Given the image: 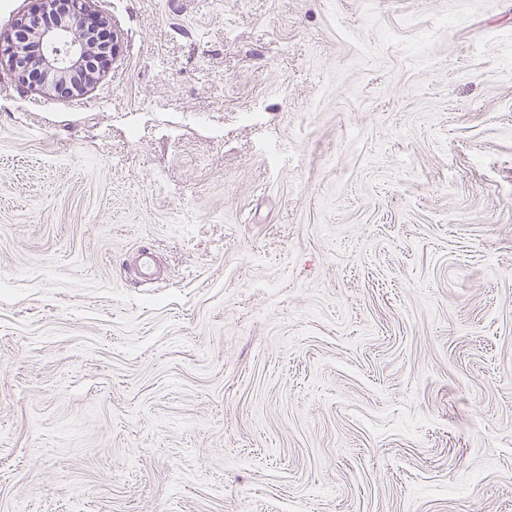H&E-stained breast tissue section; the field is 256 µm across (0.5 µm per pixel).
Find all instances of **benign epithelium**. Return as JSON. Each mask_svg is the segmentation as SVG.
<instances>
[{
	"label": "benign epithelium",
	"instance_id": "obj_1",
	"mask_svg": "<svg viewBox=\"0 0 512 512\" xmlns=\"http://www.w3.org/2000/svg\"><path fill=\"white\" fill-rule=\"evenodd\" d=\"M56 2L39 0L38 11L19 25L21 30H34L35 58H23L19 40L9 38L0 44V60L7 59L18 82L31 89L66 96L83 94L101 77L94 64L99 48L89 29L107 19L93 13V0H67L65 19L53 23L47 17L55 12Z\"/></svg>",
	"mask_w": 512,
	"mask_h": 512
}]
</instances>
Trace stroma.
<instances>
[{
	"mask_svg": "<svg viewBox=\"0 0 512 512\" xmlns=\"http://www.w3.org/2000/svg\"><path fill=\"white\" fill-rule=\"evenodd\" d=\"M93 7L0 66V512H512V0ZM38 1V12L32 13L19 25V30H34L37 46L35 58L23 59L19 40L11 37L0 44V64L6 57L18 82L30 89L66 96L83 94L94 87L101 77L100 69L94 64L99 48L91 40L88 28L100 22L107 24V19L93 13V0H67L65 19L53 23L47 21V17L55 12L57 0ZM43 19H46L44 23ZM32 67L39 68L45 77L52 76L54 81L31 80L29 72ZM65 88L67 91H62Z\"/></svg>",
	"mask_w": 512,
	"mask_h": 512,
	"instance_id": "obj_1",
	"label": "stroma"
}]
</instances>
